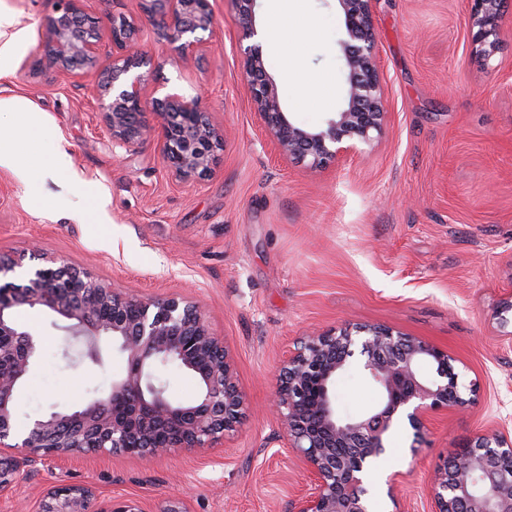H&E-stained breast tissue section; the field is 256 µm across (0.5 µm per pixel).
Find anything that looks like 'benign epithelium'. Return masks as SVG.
<instances>
[{"instance_id": "benign-epithelium-1", "label": "benign epithelium", "mask_w": 512, "mask_h": 512, "mask_svg": "<svg viewBox=\"0 0 512 512\" xmlns=\"http://www.w3.org/2000/svg\"><path fill=\"white\" fill-rule=\"evenodd\" d=\"M85 0H54L35 68H49L75 81L94 77L93 91L112 144L129 149L157 142L168 172L182 182L209 177L223 146V133L206 117L203 97L167 92L146 97L154 75L140 49L141 18L110 17L108 37L85 12ZM256 0H231L245 36L257 35ZM345 37L339 40L343 100L315 128L295 124L283 112L276 84L266 69L259 41L244 49L243 80L254 109L280 155L320 167L356 143H368L386 120L383 76L374 34L372 0H337ZM142 15L160 17L179 61L197 63L213 32L210 0H140ZM473 43L485 55L497 47L504 0H470ZM152 120H144L145 114ZM40 267L27 282H0V493L20 473L17 455L39 453L59 459L84 448H110L136 456H163L212 448L234 434L246 404L235 365L221 337L187 296L142 297L92 276L65 257L38 254ZM28 306L71 322L75 336L112 338L125 356V374L105 396L68 411H53L20 431L14 397L37 351L36 334L22 329L14 313ZM379 392L378 401L356 415L336 406L332 385L355 349ZM175 362L196 374L199 390L189 403L171 399L155 378L159 364ZM435 364L432 374L423 365ZM464 397L448 354L428 342L384 326H343L313 333L288 351L276 375L273 405L281 428L303 460L309 492L294 512H369L362 472L385 448V437L402 418L420 432L429 412L462 408ZM433 512H512V437L484 432L435 471ZM95 491L64 484L41 500L39 512H89Z\"/></svg>"}]
</instances>
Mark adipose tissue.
I'll use <instances>...</instances> for the list:
<instances>
[{
  "mask_svg": "<svg viewBox=\"0 0 512 512\" xmlns=\"http://www.w3.org/2000/svg\"><path fill=\"white\" fill-rule=\"evenodd\" d=\"M10 114L13 127L0 129V166L6 167L19 179H26L28 171L22 164L24 133H33L46 125L44 113L36 110L28 100L17 95H0V114Z\"/></svg>",
  "mask_w": 512,
  "mask_h": 512,
  "instance_id": "adipose-tissue-1",
  "label": "adipose tissue"
}]
</instances>
